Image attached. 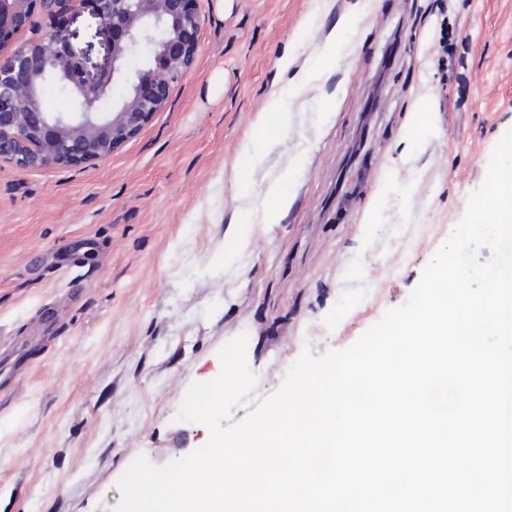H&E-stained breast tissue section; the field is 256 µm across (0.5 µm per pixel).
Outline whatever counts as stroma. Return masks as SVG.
Here are the masks:
<instances>
[{"label":"stroma","instance_id":"obj_1","mask_svg":"<svg viewBox=\"0 0 512 512\" xmlns=\"http://www.w3.org/2000/svg\"><path fill=\"white\" fill-rule=\"evenodd\" d=\"M429 2L199 0L197 60L135 136L78 166L0 161V338L54 334L0 391V512H114L138 455L161 466L207 443L177 414L228 341L247 334L258 376L238 421L303 349L348 348L407 301L512 130V0ZM346 22L353 50L290 94ZM274 92L288 126L252 164L243 145ZM288 171L278 223H233Z\"/></svg>","mask_w":512,"mask_h":512}]
</instances>
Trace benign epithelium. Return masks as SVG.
I'll return each instance as SVG.
<instances>
[{"instance_id":"obj_1","label":"benign epithelium","mask_w":512,"mask_h":512,"mask_svg":"<svg viewBox=\"0 0 512 512\" xmlns=\"http://www.w3.org/2000/svg\"><path fill=\"white\" fill-rule=\"evenodd\" d=\"M198 0H0V52L12 35L24 43L0 58V159L22 169L77 166L108 157L165 105L190 71L205 16ZM87 5L100 19L105 62L72 42L64 17ZM49 19L42 27L35 13ZM152 59L130 72L127 58L142 43ZM61 83L71 93L68 112H49L44 91ZM125 92L105 112L114 87Z\"/></svg>"}]
</instances>
